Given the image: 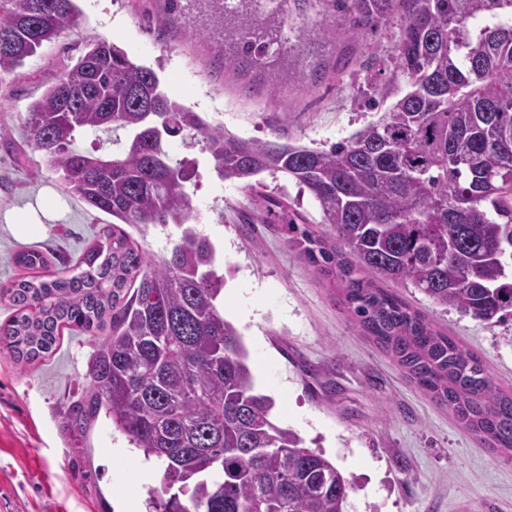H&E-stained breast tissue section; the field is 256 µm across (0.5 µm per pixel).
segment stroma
<instances>
[{
  "label": "stroma",
  "instance_id": "1",
  "mask_svg": "<svg viewBox=\"0 0 512 512\" xmlns=\"http://www.w3.org/2000/svg\"><path fill=\"white\" fill-rule=\"evenodd\" d=\"M76 5L62 39L0 76V290L26 274L18 251H41L50 276L76 264L112 221L64 192L26 127L31 103L91 38L153 68L169 98L242 138L326 147L409 89L394 71L398 22L329 43L322 25L341 21L329 0H288L274 86L250 59L226 64L211 26L169 0ZM377 86L389 96L368 105ZM260 179L265 194L254 197L206 168L190 194L199 229L218 248L224 316L242 336L257 389L274 401L273 421L350 480L346 512H512V454L490 450L360 330L335 278L307 263L286 226L263 212L266 198L285 202L328 236L309 193L279 174ZM395 291L512 394V317L483 321L413 286ZM95 346V337L67 329L53 353L23 363L0 341V512H149V498L169 497L163 466L144 461L108 417L84 431L69 423Z\"/></svg>",
  "mask_w": 512,
  "mask_h": 512
}]
</instances>
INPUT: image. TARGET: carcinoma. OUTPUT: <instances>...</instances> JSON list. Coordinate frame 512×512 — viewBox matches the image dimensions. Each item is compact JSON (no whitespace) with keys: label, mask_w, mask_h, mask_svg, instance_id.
Masks as SVG:
<instances>
[{"label":"carcinoma","mask_w":512,"mask_h":512,"mask_svg":"<svg viewBox=\"0 0 512 512\" xmlns=\"http://www.w3.org/2000/svg\"><path fill=\"white\" fill-rule=\"evenodd\" d=\"M353 33L401 23L395 73L410 90L377 121L329 148L240 138L170 99L156 72L102 38L27 113L42 162L66 193L116 222L72 272L19 279L0 327L15 358L56 349L63 329L99 337L88 395L70 411L85 428L103 413L181 483L154 512H345L349 480L293 431L272 422L241 334L224 318L216 250L197 228L188 184L206 163L253 190L282 173L317 204L327 248L308 229L297 244L333 265L348 309L426 394L491 448L512 453V395L470 351L378 287L411 285L435 304L481 320L512 310V0H332ZM77 18L75 0H0V74L10 75ZM232 53L246 30L275 26L251 10L224 12ZM119 149H80L116 133ZM203 157L173 158L170 137ZM173 227L170 254L152 257L123 225ZM17 263L46 266L30 251ZM185 499H180V496Z\"/></svg>","instance_id":"obj_1"}]
</instances>
